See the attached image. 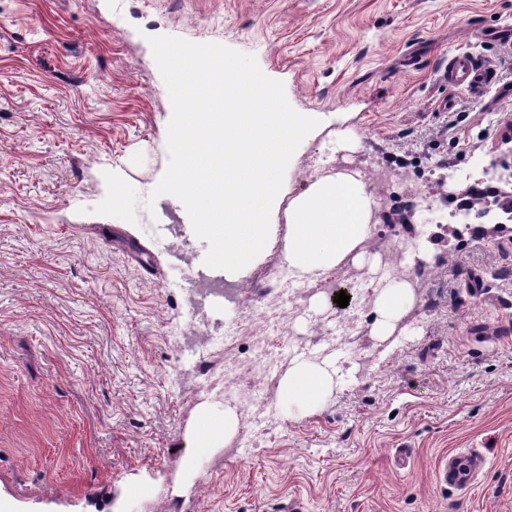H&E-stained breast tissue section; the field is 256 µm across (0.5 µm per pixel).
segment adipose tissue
Returning <instances> with one entry per match:
<instances>
[{
    "label": "adipose tissue",
    "instance_id": "adipose-tissue-1",
    "mask_svg": "<svg viewBox=\"0 0 512 512\" xmlns=\"http://www.w3.org/2000/svg\"><path fill=\"white\" fill-rule=\"evenodd\" d=\"M376 207L361 172H339L315 180L288 205L283 254L289 271L306 282L347 257H365ZM413 302V292L406 284L389 281L374 287V335H391ZM333 384L329 363L298 357L281 378L279 393L310 407L321 401Z\"/></svg>",
    "mask_w": 512,
    "mask_h": 512
}]
</instances>
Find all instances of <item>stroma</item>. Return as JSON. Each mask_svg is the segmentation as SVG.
<instances>
[{
	"label": "stroma",
	"mask_w": 512,
	"mask_h": 512,
	"mask_svg": "<svg viewBox=\"0 0 512 512\" xmlns=\"http://www.w3.org/2000/svg\"><path fill=\"white\" fill-rule=\"evenodd\" d=\"M159 35L254 55L321 121L286 169L270 248L222 275L239 290L214 312L228 329L275 292L284 210L312 181L405 158V183L373 189L380 209L433 170L458 197L512 115L444 79L460 52L490 71L512 59V0H0V512H512V223L376 219L372 237H414L424 274L394 335L373 336L370 311L333 341L340 309L309 283L323 306L288 334L341 384L311 411L275 399L277 422L240 427L222 466L194 446L199 413L248 394L208 393L233 337L181 342L208 243L152 194L172 116Z\"/></svg>",
	"instance_id": "obj_1"
}]
</instances>
